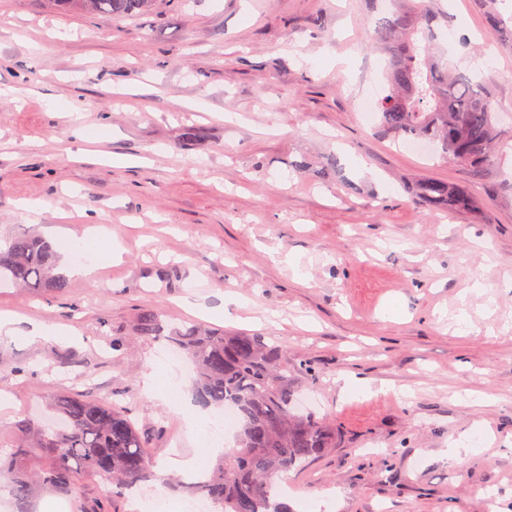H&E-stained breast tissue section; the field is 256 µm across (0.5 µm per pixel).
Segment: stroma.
Here are the masks:
<instances>
[{"label":"stroma","instance_id":"1","mask_svg":"<svg viewBox=\"0 0 512 512\" xmlns=\"http://www.w3.org/2000/svg\"><path fill=\"white\" fill-rule=\"evenodd\" d=\"M442 8L450 59L477 65L500 111L479 167L433 142L407 150L362 112L385 65L367 40L381 0H152L121 20L0 0V239L44 236L66 266V241L89 227L122 245L62 295L0 287L17 317L0 338V448L18 421L48 417L49 394L71 392L130 409L159 473L196 455L192 422L209 410L190 376L174 402L143 389L167 362L135 332L152 308L287 345L310 412L336 429L335 448L280 479L294 512H512V47L475 0ZM72 102L96 144L68 137ZM192 124L203 140L185 139ZM423 179L476 208L418 201ZM24 199L44 202L38 223ZM36 323L62 333L29 339ZM346 372L392 390L360 393ZM467 433L482 449L454 466L448 445ZM102 501L129 512L95 476L37 512Z\"/></svg>","mask_w":512,"mask_h":512}]
</instances>
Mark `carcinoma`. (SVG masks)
<instances>
[{"label":"carcinoma","mask_w":512,"mask_h":512,"mask_svg":"<svg viewBox=\"0 0 512 512\" xmlns=\"http://www.w3.org/2000/svg\"><path fill=\"white\" fill-rule=\"evenodd\" d=\"M437 0H420L381 18L369 37L388 54V94L378 102L381 129L392 138L439 142L445 158L476 165L494 152L493 108L479 83L448 65L437 28ZM498 39L512 44V18L504 20L499 0H476ZM65 12L126 18L149 0H54ZM416 196L450 211L474 207L473 199L454 185L425 179ZM54 246L29 233L0 245V284L53 295L68 288L56 271ZM137 335L163 340L191 359L197 403L235 409L239 425L235 446L202 480L170 481L155 470L146 441L125 411L80 395L60 392L48 401L59 420L46 427L35 420L16 425L15 447L0 454V483L9 492L13 512H33L44 491L75 492L85 475L108 479L112 492L159 481L180 496L202 495L214 512H292L276 500L275 481L293 468L336 445L330 422L295 407L301 391L288 364V349L265 336L226 332L204 324L171 325L150 308L135 319Z\"/></svg>","instance_id":"cac0c4a2"}]
</instances>
